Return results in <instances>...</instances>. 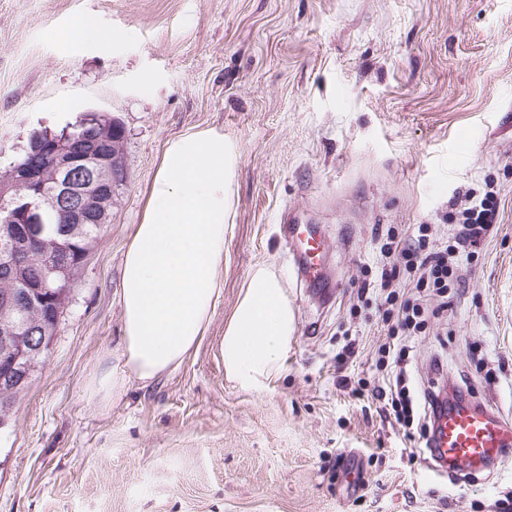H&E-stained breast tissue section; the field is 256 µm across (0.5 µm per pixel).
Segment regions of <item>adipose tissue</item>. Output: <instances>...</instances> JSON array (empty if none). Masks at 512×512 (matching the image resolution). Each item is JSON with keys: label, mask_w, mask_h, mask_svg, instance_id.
Returning <instances> with one entry per match:
<instances>
[{"label": "adipose tissue", "mask_w": 512, "mask_h": 512, "mask_svg": "<svg viewBox=\"0 0 512 512\" xmlns=\"http://www.w3.org/2000/svg\"><path fill=\"white\" fill-rule=\"evenodd\" d=\"M237 159L222 135L201 130L169 142L143 219L123 258L124 349L90 373V404L109 407L129 381L147 387L182 365L206 334L222 294L225 235ZM297 320L280 277L253 268L224 327V373L262 391L284 369Z\"/></svg>", "instance_id": "obj_1"}]
</instances>
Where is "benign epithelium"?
I'll return each instance as SVG.
<instances>
[{
	"mask_svg": "<svg viewBox=\"0 0 512 512\" xmlns=\"http://www.w3.org/2000/svg\"><path fill=\"white\" fill-rule=\"evenodd\" d=\"M51 152L54 163L48 172L33 175L17 169L0 184V212L5 214L0 221L10 225L9 231L0 232V270L9 274L22 265L26 244L55 250L60 256L69 239L83 235L82 225L104 223L112 193L122 179V153L105 136L84 148L71 140L57 141ZM55 213L67 215V226L47 239L45 224ZM71 280L72 268L58 260L47 264L42 277L6 292L3 301L7 304L15 296L21 304L12 310L23 315L39 312L45 295L64 296ZM46 340L16 335L11 320L0 323L1 388H17L30 378L32 360L45 350Z\"/></svg>",
	"mask_w": 512,
	"mask_h": 512,
	"instance_id": "obj_1",
	"label": "benign epithelium"
}]
</instances>
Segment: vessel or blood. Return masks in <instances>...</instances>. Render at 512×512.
Listing matches in <instances>:
<instances>
[{"label": "vessel or blood", "instance_id": "1", "mask_svg": "<svg viewBox=\"0 0 512 512\" xmlns=\"http://www.w3.org/2000/svg\"><path fill=\"white\" fill-rule=\"evenodd\" d=\"M288 239L298 259L301 281H326L319 262L323 238L319 228L292 224ZM512 446V416L490 403L452 402L438 411L425 439L426 461L437 472L478 471L493 467L505 448Z\"/></svg>", "mask_w": 512, "mask_h": 512}]
</instances>
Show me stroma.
<instances>
[{
	"mask_svg": "<svg viewBox=\"0 0 512 512\" xmlns=\"http://www.w3.org/2000/svg\"><path fill=\"white\" fill-rule=\"evenodd\" d=\"M79 14L110 41L50 37ZM90 111L123 126L127 178L0 431V512H497L512 497V447L441 476L384 401L352 394L384 383L386 329L357 296L375 231L447 237L459 192L489 175L499 229L418 339L415 379L512 411V0H0V168ZM201 129L238 156L223 299L177 371L96 408L88 375L123 349V253L167 142ZM291 221L327 232L329 302L297 277ZM259 264L297 329L250 393L219 342Z\"/></svg>",
	"mask_w": 512,
	"mask_h": 512,
	"instance_id": "stroma-1",
	"label": "stroma"
}]
</instances>
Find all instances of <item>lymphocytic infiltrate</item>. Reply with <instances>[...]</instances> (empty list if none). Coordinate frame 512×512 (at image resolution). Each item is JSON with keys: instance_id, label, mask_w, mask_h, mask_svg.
Segmentation results:
<instances>
[{"instance_id": "obj_1", "label": "lymphocytic infiltrate", "mask_w": 512, "mask_h": 512, "mask_svg": "<svg viewBox=\"0 0 512 512\" xmlns=\"http://www.w3.org/2000/svg\"><path fill=\"white\" fill-rule=\"evenodd\" d=\"M499 214L498 193L489 185L481 191H466L463 207L448 216L452 232L447 241H432L428 224L419 225L414 234L391 227L376 237L377 275L362 281L357 293L374 296L387 328L379 347L380 365L392 377L387 389L374 390L372 396L386 399L395 422L404 430L427 432L441 404L435 388L418 394L410 385L411 340L426 335L432 319L442 314L433 298L460 287V263L469 260L474 247L491 234Z\"/></svg>"}]
</instances>
